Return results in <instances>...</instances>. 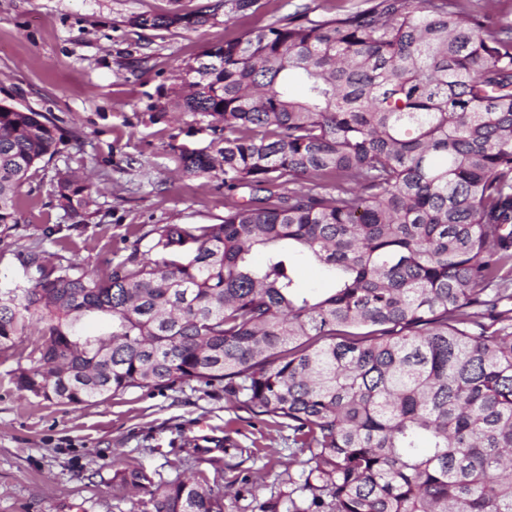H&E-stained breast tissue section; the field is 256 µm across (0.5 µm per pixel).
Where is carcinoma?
I'll return each instance as SVG.
<instances>
[{
    "instance_id": "1",
    "label": "carcinoma",
    "mask_w": 512,
    "mask_h": 512,
    "mask_svg": "<svg viewBox=\"0 0 512 512\" xmlns=\"http://www.w3.org/2000/svg\"><path fill=\"white\" fill-rule=\"evenodd\" d=\"M458 7H298L187 63L162 110L222 134L178 166L223 181L224 218L155 224L104 276L24 257L0 286V355L33 362L17 390L77 406L224 385L306 456L258 512H512V23ZM218 8L134 24L196 28ZM58 140L0 100V227ZM56 194L95 204L69 172ZM303 260L330 288L302 287ZM90 317L110 330L86 334ZM113 481L153 512H224L202 471Z\"/></svg>"
}]
</instances>
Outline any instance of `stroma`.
I'll list each match as a JSON object with an SVG mask.
<instances>
[{"label":"stroma","mask_w":512,"mask_h":512,"mask_svg":"<svg viewBox=\"0 0 512 512\" xmlns=\"http://www.w3.org/2000/svg\"><path fill=\"white\" fill-rule=\"evenodd\" d=\"M214 2L0 0V100L51 115L61 133L53 159L20 191L18 224L0 232V283L23 279L20 258L31 251L103 275L153 225L220 222L223 184L179 175L172 152L210 147L214 135L190 115L162 111L165 93L210 44L299 5L317 19L350 2L259 0L256 12L220 10L195 29L134 23ZM65 171L98 189L84 218L59 204L56 178ZM16 366L0 360V512H152L149 493L116 489L114 472L139 464L167 482L207 470L189 456L193 442L252 451L217 476L224 512H258L257 498L287 490L301 470L288 428L239 409L223 386L132 389L72 406L17 391Z\"/></svg>","instance_id":"35a3bbf8"}]
</instances>
